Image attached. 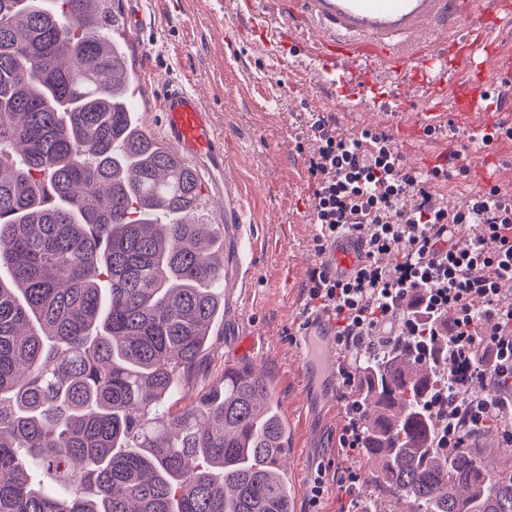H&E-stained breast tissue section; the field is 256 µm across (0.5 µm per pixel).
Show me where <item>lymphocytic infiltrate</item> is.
<instances>
[{
	"label": "lymphocytic infiltrate",
	"mask_w": 512,
	"mask_h": 512,
	"mask_svg": "<svg viewBox=\"0 0 512 512\" xmlns=\"http://www.w3.org/2000/svg\"><path fill=\"white\" fill-rule=\"evenodd\" d=\"M318 148L308 160L313 184L314 250L341 233L365 243V260L345 280L322 268L310 274L308 305L331 309L340 354L339 398L346 423L338 438L343 464L336 484L354 500L361 471L362 406L353 388L367 358L408 345L420 361L443 337L446 358L426 410L436 421L432 445L451 451L468 435L497 426L512 442V198L500 188L473 193L466 208L438 205L429 183L442 170L407 169L383 132L336 139L324 118L312 125ZM417 187L412 208L401 200ZM469 227L465 240L456 227Z\"/></svg>",
	"instance_id": "1"
}]
</instances>
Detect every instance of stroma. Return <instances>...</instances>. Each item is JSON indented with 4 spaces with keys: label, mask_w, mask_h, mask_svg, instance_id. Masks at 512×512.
<instances>
[{
    "label": "stroma",
    "mask_w": 512,
    "mask_h": 512,
    "mask_svg": "<svg viewBox=\"0 0 512 512\" xmlns=\"http://www.w3.org/2000/svg\"><path fill=\"white\" fill-rule=\"evenodd\" d=\"M141 2L155 14L156 26L139 48L160 70L146 76V106L134 118L146 134L158 137L154 107L165 76L184 77L201 92L224 134V151L243 188L257 245L236 320L216 323L212 350L181 379L172 406L184 407L203 386L220 382L224 368L240 362L235 353L239 334L254 336L248 360L273 381L291 432L285 458L293 512H339L334 475L346 414L341 408L332 417L302 412L313 384L300 368L299 328L293 320L308 306L309 271L317 264L308 172L315 148L311 125L325 117L340 138L379 129L390 135L392 150L408 167L426 171L446 164L448 180L433 183L432 190L452 209L465 208L482 187L512 191V138L503 134L492 145L476 148L470 127L452 114L419 137H402L404 113L342 111L302 41L290 37L263 46L238 0H185L181 6ZM318 476L325 481L324 494L315 505L310 488Z\"/></svg>",
    "instance_id": "1"
}]
</instances>
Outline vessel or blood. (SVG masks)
<instances>
[{
	"label": "vessel or blood",
	"instance_id": "vessel-or-blood-1",
	"mask_svg": "<svg viewBox=\"0 0 512 512\" xmlns=\"http://www.w3.org/2000/svg\"><path fill=\"white\" fill-rule=\"evenodd\" d=\"M251 19L267 43H275L285 24L292 34L307 38L319 78L335 84L336 100L345 111L377 108L383 98L377 70L384 66L407 77H430L428 95L437 105L415 114L413 125L437 123L443 117L440 103L449 101L460 119L476 120L475 133L483 135L479 119L486 98L463 77L476 65L502 92L496 111L512 112V49L498 39L512 29V0H484L478 11L467 10L464 0H263ZM460 27L465 33L457 40L460 51L454 61L439 60L431 50L433 40ZM157 109L164 139L205 176L210 198L222 203L224 310L232 312L252 276L247 260L252 236L239 182L224 154V136L204 99L180 80L165 81ZM364 252L358 237H335L322 257L327 275L350 277ZM301 322L295 339L300 357L313 353L322 359L335 351L336 323L330 311H307Z\"/></svg>",
	"mask_w": 512,
	"mask_h": 512
}]
</instances>
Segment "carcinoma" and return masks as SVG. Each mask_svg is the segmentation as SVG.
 <instances>
[{
	"label": "carcinoma",
	"instance_id": "obj_1",
	"mask_svg": "<svg viewBox=\"0 0 512 512\" xmlns=\"http://www.w3.org/2000/svg\"><path fill=\"white\" fill-rule=\"evenodd\" d=\"M105 0H0V512H293L288 425L251 363L171 411L224 316L196 173L133 120ZM430 367L358 390L374 488L409 512H512L470 437L431 447Z\"/></svg>",
	"mask_w": 512,
	"mask_h": 512
}]
</instances>
